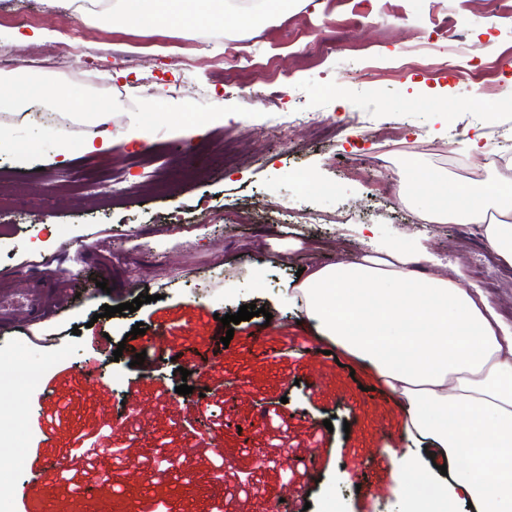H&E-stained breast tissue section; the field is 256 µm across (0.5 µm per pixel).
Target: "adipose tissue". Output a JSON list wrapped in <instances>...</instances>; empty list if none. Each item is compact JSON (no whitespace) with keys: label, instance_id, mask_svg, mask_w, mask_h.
<instances>
[{"label":"adipose tissue","instance_id":"adipose-tissue-1","mask_svg":"<svg viewBox=\"0 0 512 512\" xmlns=\"http://www.w3.org/2000/svg\"><path fill=\"white\" fill-rule=\"evenodd\" d=\"M77 13L128 24L179 21L186 29L242 23L226 0H68ZM70 94L39 79L0 81V103L44 101L62 107ZM421 219L481 224L492 251L512 265V190L430 186L408 178ZM428 252L399 243L352 262L314 266L292 288L319 332L366 361L405 413L404 436L423 444L403 454L397 478L414 488L399 512H512V328L477 287L418 271ZM447 468L436 475L434 466Z\"/></svg>","mask_w":512,"mask_h":512}]
</instances>
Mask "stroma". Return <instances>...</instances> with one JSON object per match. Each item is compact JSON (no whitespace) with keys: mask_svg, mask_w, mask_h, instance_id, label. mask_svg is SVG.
<instances>
[{"mask_svg":"<svg viewBox=\"0 0 512 512\" xmlns=\"http://www.w3.org/2000/svg\"><path fill=\"white\" fill-rule=\"evenodd\" d=\"M243 25L188 31L107 25L47 0H10L0 12V51L20 75L77 96L111 102V152H83L97 117L49 123L47 106L26 103L0 117V294L49 290L36 322L0 329V411L23 429L15 463L0 466V512H26L21 495L34 466L50 474L33 492L89 512V494L121 499L124 512H398L408 488L369 463L372 450L396 463L397 398L365 363L298 322L288 292L298 269L349 262L400 242L428 246L426 271L459 267L463 286L482 288L512 322V270L478 224H426L400 203L418 169L439 184L503 188L485 161L494 146L512 157V0H289L265 13L244 0ZM460 41L434 40L443 18ZM337 39L322 56L307 43ZM426 56L415 75L405 52ZM55 66L34 71L33 58ZM490 62L484 84L453 79L449 65ZM311 112L329 127L296 123ZM364 116L362 136L332 129ZM482 152L450 154L462 138ZM395 145L389 175L374 159ZM24 153H17V146ZM69 160L58 166L57 152ZM151 300L105 317L139 294ZM266 316L227 329L240 306ZM156 341L143 365L114 357L136 323ZM230 343H223V336ZM39 365L36 383L19 365ZM188 384L192 393H176ZM57 389L55 399L44 395ZM97 437L90 460L72 459L80 435ZM65 460L57 468L56 460Z\"/></svg>","mask_w":512,"mask_h":512,"instance_id":"35a3bbf8","label":"stroma"}]
</instances>
